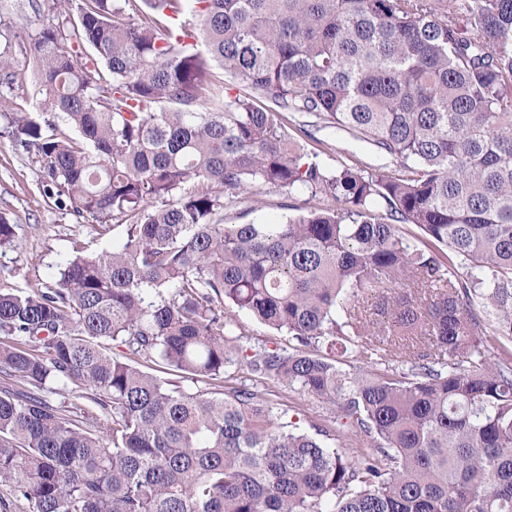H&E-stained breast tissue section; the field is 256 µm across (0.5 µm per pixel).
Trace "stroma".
Instances as JSON below:
<instances>
[{
    "mask_svg": "<svg viewBox=\"0 0 512 512\" xmlns=\"http://www.w3.org/2000/svg\"><path fill=\"white\" fill-rule=\"evenodd\" d=\"M46 18L34 10L31 0H0V47L6 49L13 71L21 76L11 95L20 111L33 112L38 99L32 85L35 71L29 55L21 51L19 37H34ZM0 118V213L15 226L11 247L0 252V289L20 290L55 280L59 264L82 244L86 253L96 254L120 248L125 227L113 222L100 224L93 219H78L56 206L41 185V173L31 153L12 142ZM290 136L316 155L328 170L341 165L372 163L366 142L333 128L318 132L316 140L305 139L298 131ZM293 198L279 189L263 186L248 189L237 203L224 212L228 224H279L292 216ZM271 400L284 405L289 415L303 413L305 420L332 425L334 404L265 383Z\"/></svg>",
    "mask_w": 512,
    "mask_h": 512,
    "instance_id": "35a3bbf8",
    "label": "stroma"
}]
</instances>
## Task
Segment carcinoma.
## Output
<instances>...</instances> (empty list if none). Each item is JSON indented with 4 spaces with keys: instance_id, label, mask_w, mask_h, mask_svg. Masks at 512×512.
I'll list each match as a JSON object with an SVG mask.
<instances>
[{
    "instance_id": "carcinoma-1",
    "label": "carcinoma",
    "mask_w": 512,
    "mask_h": 512,
    "mask_svg": "<svg viewBox=\"0 0 512 512\" xmlns=\"http://www.w3.org/2000/svg\"><path fill=\"white\" fill-rule=\"evenodd\" d=\"M35 8L39 109L1 94L0 115L43 191L125 240L0 292V376L25 382L0 387V481L30 512H512V0ZM283 113L378 164L326 170ZM258 184L334 207L223 223ZM228 303L295 345L244 344ZM233 367L336 404L364 441L280 422Z\"/></svg>"
}]
</instances>
